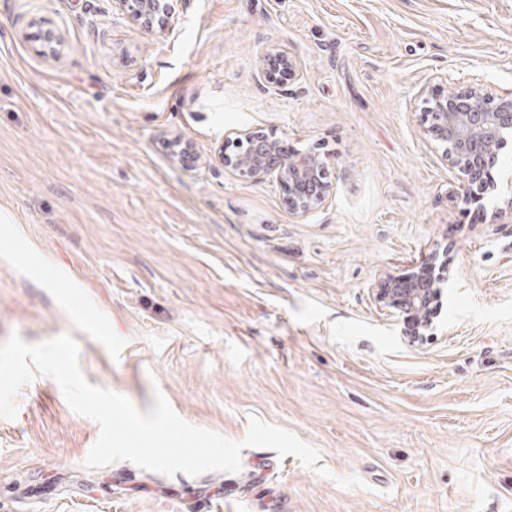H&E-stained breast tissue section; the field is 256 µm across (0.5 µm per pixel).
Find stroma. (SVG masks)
Returning a JSON list of instances; mask_svg holds the SVG:
<instances>
[{
	"label": "stroma",
	"instance_id": "obj_1",
	"mask_svg": "<svg viewBox=\"0 0 512 512\" xmlns=\"http://www.w3.org/2000/svg\"><path fill=\"white\" fill-rule=\"evenodd\" d=\"M174 7L150 29L112 0H0V344L71 334L90 384L232 440L257 417L329 475L260 447L197 477L87 468L98 425L40 376L0 417V512H512V219L462 203L420 92H512V0ZM272 46L300 71L276 88ZM258 128L326 157L322 208L213 159ZM441 248L412 346L375 285Z\"/></svg>",
	"mask_w": 512,
	"mask_h": 512
}]
</instances>
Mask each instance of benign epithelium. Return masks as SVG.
Listing matches in <instances>:
<instances>
[{"mask_svg":"<svg viewBox=\"0 0 512 512\" xmlns=\"http://www.w3.org/2000/svg\"><path fill=\"white\" fill-rule=\"evenodd\" d=\"M113 5L148 28L171 19L175 11L170 0H113ZM262 70L264 79L276 85L299 76L296 63L275 48L264 55ZM429 96L432 107L427 112L426 133L433 141L451 146V164L463 187L462 202L480 204L496 190L484 175L512 139V93L495 96L472 86L449 94L433 90ZM214 158L239 177L276 179L298 218L323 207L335 192L326 158L315 153H283V145L271 130H230ZM441 255L447 252L436 250L415 268L403 274L386 273L376 282V300L403 317L404 338L413 346L435 335L433 319L441 305V289L432 269Z\"/></svg>","mask_w":512,"mask_h":512,"instance_id":"1","label":"benign epithelium"}]
</instances>
